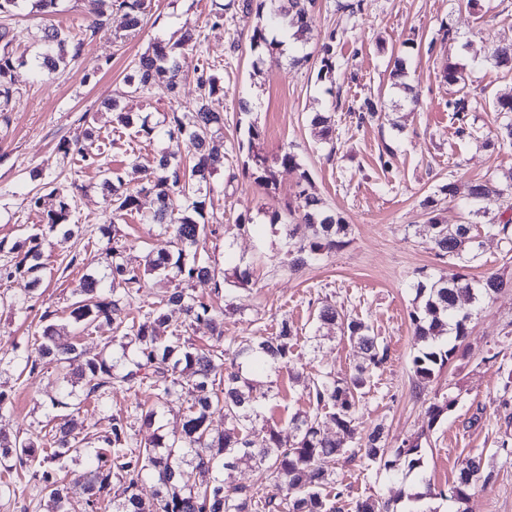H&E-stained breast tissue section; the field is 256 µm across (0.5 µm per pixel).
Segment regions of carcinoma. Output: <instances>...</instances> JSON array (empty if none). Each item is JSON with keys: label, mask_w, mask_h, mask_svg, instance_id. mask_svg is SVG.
<instances>
[{"label": "carcinoma", "mask_w": 512, "mask_h": 512, "mask_svg": "<svg viewBox=\"0 0 512 512\" xmlns=\"http://www.w3.org/2000/svg\"><path fill=\"white\" fill-rule=\"evenodd\" d=\"M100 0H84L90 36L112 30V14L99 9ZM315 0H242V9L255 11L260 23L251 37V49L274 52L285 46V40L302 42L312 21ZM122 12L123 30H141L149 13L147 0H118ZM16 35L3 25L0 27V112L6 111L16 94L13 70L16 58L10 46ZM85 40L49 26L40 39V51L33 63L39 70L49 71L79 57ZM194 33L186 30L175 42L157 41L150 52L139 57L135 72L127 84L130 92H150L155 76L168 74L166 91L174 96L186 69L196 75L200 98L192 112H171L165 135L184 138L191 151L193 164L189 167L165 152L159 154L151 167L137 165L142 173L141 186L136 191L125 187L123 176L110 169L105 171L104 186L109 193L112 214L122 216L138 209V195L147 191L155 195L156 207L144 217V222L159 227L171 237L174 251L163 252L148 261L146 272L158 273L174 283L152 303V307L138 320L125 312L129 300L141 288L143 275L127 267L122 260L123 245L112 238L111 262L108 280L86 277L67 317L75 328L87 330L108 327L121 343L122 354L108 357L102 354L87 357L77 371H70L71 362L82 356L76 343L57 334V325L44 324L33 336L34 350L17 359L23 362L28 375L40 372L45 363L53 364L66 386L60 396L52 399V407L63 409L48 420V439L44 442L29 438H0V467L6 472L18 469L32 471V477L41 491L53 502L56 512H70L71 500L84 501L85 512H338L336 503L327 492L333 483L331 462L347 453L357 436V408L370 382L369 368L380 367L387 357L382 345L364 321L340 312L335 305H321L316 315L318 328L337 326L341 336L362 350L368 365L360 366L348 377L338 378L326 372L306 386L310 410L296 414L288 422V439H283L276 427L268 428L265 446L255 448L249 439L250 430L262 415L269 392H259L244 369L253 365L276 371L288 365L293 347V331L288 320L281 322L279 332L257 343H239L223 346L224 310L213 307L193 294L186 284L205 280L213 284V292L224 291L228 281L226 272L216 269L198 257L200 239L216 233L202 222L205 200L202 193L211 192L209 179L217 170V155L209 148L214 135L224 126V113L213 108V97L223 92L220 77L208 63L195 58ZM490 60L498 67L512 69V43L497 45ZM336 70L333 46L323 45L318 77L326 78ZM393 88L403 94L408 103L417 99L404 81L406 63L404 53L394 58ZM443 77L450 84H463L467 78L464 65L448 60ZM495 111L506 118L498 137L512 144V95H499L493 101ZM260 137L257 127L248 128L247 158L250 165L245 175L266 189L276 185L278 167L301 168L297 154L283 148L270 159L255 150ZM91 135L85 139L65 140L60 149L76 151L82 160L92 164L96 158L91 152ZM504 181L488 179L460 185L450 181L441 191L452 202L461 199L470 219L450 224L440 218L437 203L426 197L422 205L427 210L428 224L433 229L430 242L437 256L467 262L476 257L480 248L477 236L472 234V219L486 213V205L494 197L512 189V172L503 174ZM307 171L300 173L295 194V205L285 211L274 212L271 227L284 220L288 222V270L296 272L319 263L323 257L345 246L348 225L335 212L327 209L321 199L311 195L305 184ZM180 205H175V201ZM71 204L59 202L58 209L50 210L44 218L43 229L60 233L67 239L73 235L70 227ZM14 263L0 272V278H11L20 273L30 279L34 287L44 275L41 258V234L33 233L16 242L11 248ZM504 282L492 274L474 283L463 275L451 280L438 279L430 284L416 285L415 300L419 304L409 313L416 340L421 342L412 359V370L417 386H423L455 355L458 342L468 335V324L475 311L503 288ZM468 306H463V303ZM182 315L180 324L167 334L158 328L167 324L174 313ZM206 321L211 326L216 344L200 349L184 335L183 328L194 322ZM115 386L149 394L151 403L135 406L143 424L154 428L153 434L139 446L132 447L134 439L127 423L121 417H112L110 430L96 437L95 464L87 471L84 481L76 486L62 484L58 464L68 456H79L88 437H79L76 414L83 400H101ZM186 395L190 405L180 433L162 434L155 428L156 418L169 399ZM452 402H433L427 409V428L433 426L451 410ZM336 426L337 438L332 439L322 430V411ZM215 414L224 416L228 427L220 432L211 428ZM369 464L396 475L423 474L424 448L416 438L396 448L383 443V428L377 426L365 441L359 443ZM242 463H250L265 472L270 480L265 496H257L246 486L228 485L222 478L223 470ZM191 471H186L184 466ZM157 478L159 484L152 497L143 498L139 484L147 476ZM197 480H191V476ZM492 472L482 466V458L466 459L449 493L439 491L457 502L468 500L470 491L478 484L487 485ZM124 485V499H109L112 482ZM355 512H395L388 501L372 497L359 501Z\"/></svg>", "instance_id": "1"}]
</instances>
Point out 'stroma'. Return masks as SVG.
Listing matches in <instances>:
<instances>
[{
  "mask_svg": "<svg viewBox=\"0 0 512 512\" xmlns=\"http://www.w3.org/2000/svg\"><path fill=\"white\" fill-rule=\"evenodd\" d=\"M337 4L317 0L305 45L306 52L315 54L323 43H332L336 71L330 81L318 80L314 64H292L289 54H256L250 46L258 23L255 13L232 5L224 10L223 25L208 24L212 0H152L141 31L116 28L92 38L85 35L82 0H61L58 12L49 17L26 9L9 19L17 34L13 52L19 63L9 121L0 122V269L13 264V243L36 232L45 211L57 207L59 189H66L71 221L79 229L67 241L56 234L43 239L45 275L38 287H30L23 275L0 281V391L13 405L10 416L0 420L1 432L35 440L45 433L50 399L60 389L58 371L49 364L31 377L13 360L16 349L30 347L42 313L51 312L53 322L64 326L87 354L119 351L109 331L83 332L66 324L83 276L105 272L108 228L117 229L125 244L123 260L131 268L144 267L149 252L171 247L169 236L142 220L155 207L152 194H140L139 212L113 217L102 188L103 170L152 165L161 150L180 158L187 154L186 145L121 126L103 103L120 98L125 111L158 127L170 112L192 110L198 97L194 78L183 79L173 97L165 94L162 76L150 93H127L125 84L154 42L176 40L188 28L224 84L214 101L224 114V127L213 140L223 163L211 180L205 207L218 232L207 236L200 254L218 268L250 271L248 284L226 282L219 295L208 282H193L191 288L216 307L233 305L224 319L225 342L259 341L275 335L285 321L294 333L288 367L252 375L258 390L274 394L264 420L251 431L254 447L264 446L269 426L287 430L294 414L308 412L307 381L326 371L349 375L363 361L361 351L337 329L317 332L315 313L326 301L364 320L388 347V359L373 371L359 405V436L380 425L389 447L418 437L425 449V477L419 480L369 467L362 451L350 448L332 466L330 492L341 512H354L356 502L368 497L411 493L424 481L434 490H449L463 462L477 454L494 474L490 484L472 490L466 502L438 499L435 507L439 512H512V252L499 238L483 234L473 261L439 258L421 206L426 197L436 198L442 218L457 223L464 209L443 198V185L453 179L482 181L512 170V145L485 143L498 123L493 98L512 92V71L489 59L495 44L512 40V0H480L475 6L467 0H363L351 17L338 11ZM50 23L84 39L85 45L68 66L39 72L29 60L36 36ZM447 28L452 38L444 37ZM408 40L415 47L407 81L417 105L391 110L382 119L359 120L365 101L388 96L392 55ZM451 58L465 64L466 86L442 79ZM460 97L468 102L467 135L458 133L448 108L449 101ZM243 100L249 102V112L240 111ZM316 112L333 116L334 150L323 147L310 123ZM251 125L259 129V146L267 155L284 147L298 155L312 193L349 226L345 247L295 274L286 262V234L271 229L269 216L292 201L300 171L280 169L272 193L243 176ZM87 129L102 146L97 166L60 148ZM388 149L393 156L386 164L382 156ZM34 195L40 196V207L31 206ZM240 216L253 220L250 232L238 231ZM460 274L476 280L496 274L505 287L473 316L452 362L416 390L411 369L416 342L409 319L415 286ZM24 298L31 311L15 307V300ZM443 396L454 398V407L428 425V406ZM147 398V393L117 387L103 401H85V433L105 434L111 417L120 416L138 439H146L150 431L132 408ZM9 482L11 492L0 496V512H54L28 473L10 476Z\"/></svg>",
  "mask_w": 512,
  "mask_h": 512,
  "instance_id": "stroma-1",
  "label": "stroma"
}]
</instances>
